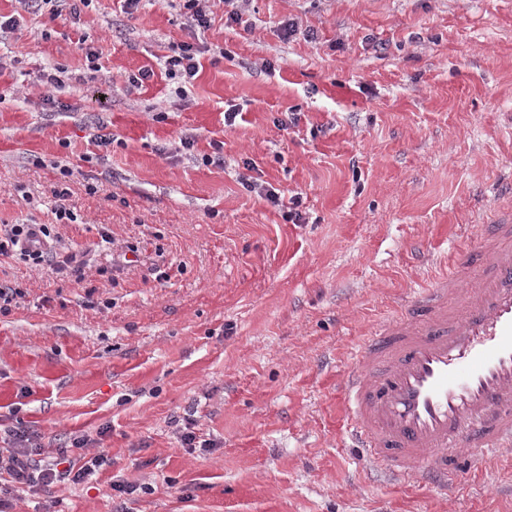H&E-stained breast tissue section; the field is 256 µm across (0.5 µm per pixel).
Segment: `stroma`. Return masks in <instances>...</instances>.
I'll use <instances>...</instances> for the list:
<instances>
[{
    "mask_svg": "<svg viewBox=\"0 0 512 512\" xmlns=\"http://www.w3.org/2000/svg\"><path fill=\"white\" fill-rule=\"evenodd\" d=\"M209 9L199 32L172 0H91L76 24L0 0L22 16L0 46V221L54 223L68 187L60 248L85 264L78 281L0 260L26 290L0 311V428L49 449L96 435L112 460L10 512H512V447L441 499L359 458L340 389L360 338L512 202V0H248L233 26ZM183 42L203 52L181 97L159 59ZM218 143L223 167L202 164ZM247 159L302 194L300 223L241 185ZM190 419L210 451L183 448Z\"/></svg>",
    "mask_w": 512,
    "mask_h": 512,
    "instance_id": "obj_1",
    "label": "stroma"
}]
</instances>
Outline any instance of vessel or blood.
<instances>
[{
  "label": "vessel or blood",
  "instance_id": "1",
  "mask_svg": "<svg viewBox=\"0 0 512 512\" xmlns=\"http://www.w3.org/2000/svg\"><path fill=\"white\" fill-rule=\"evenodd\" d=\"M342 388L362 457L444 497L472 453L512 447V211L358 343Z\"/></svg>",
  "mask_w": 512,
  "mask_h": 512
}]
</instances>
